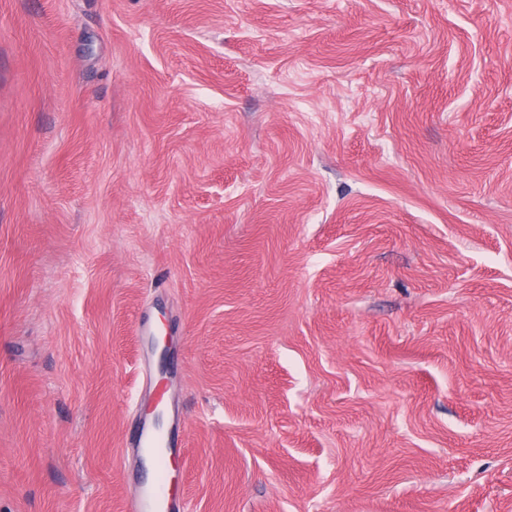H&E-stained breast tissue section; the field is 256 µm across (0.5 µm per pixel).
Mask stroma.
Returning a JSON list of instances; mask_svg holds the SVG:
<instances>
[{
    "label": "stroma",
    "instance_id": "stroma-1",
    "mask_svg": "<svg viewBox=\"0 0 512 512\" xmlns=\"http://www.w3.org/2000/svg\"><path fill=\"white\" fill-rule=\"evenodd\" d=\"M141 428L185 512H512V0H0V512Z\"/></svg>",
    "mask_w": 512,
    "mask_h": 512
}]
</instances>
